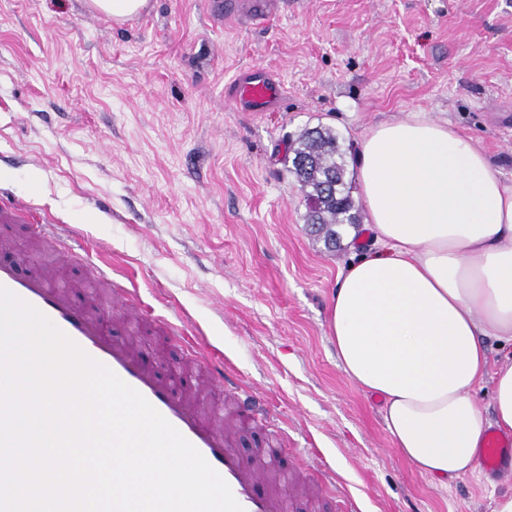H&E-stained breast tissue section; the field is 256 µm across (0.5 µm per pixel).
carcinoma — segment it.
<instances>
[{"label": "carcinoma", "instance_id": "cac0c4a2", "mask_svg": "<svg viewBox=\"0 0 512 512\" xmlns=\"http://www.w3.org/2000/svg\"><path fill=\"white\" fill-rule=\"evenodd\" d=\"M286 152L292 154L289 172L306 197L305 223L324 235L326 242L336 241V227L358 223L336 133L328 128L309 129L288 142Z\"/></svg>", "mask_w": 512, "mask_h": 512}]
</instances>
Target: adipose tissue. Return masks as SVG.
<instances>
[{"label": "adipose tissue", "mask_w": 512, "mask_h": 512, "mask_svg": "<svg viewBox=\"0 0 512 512\" xmlns=\"http://www.w3.org/2000/svg\"><path fill=\"white\" fill-rule=\"evenodd\" d=\"M355 161L377 246L339 274L328 331L397 452L445 484L478 467L485 378L491 422L512 432V185L424 112L368 127ZM485 336L508 347L494 371Z\"/></svg>", "instance_id": "adipose-tissue-1"}]
</instances>
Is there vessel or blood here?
Listing matches in <instances>:
<instances>
[{"instance_id": "b4317fda", "label": "vessel or blood", "mask_w": 512, "mask_h": 512, "mask_svg": "<svg viewBox=\"0 0 512 512\" xmlns=\"http://www.w3.org/2000/svg\"><path fill=\"white\" fill-rule=\"evenodd\" d=\"M208 6L212 13L229 19L261 22L274 13L277 0H209ZM227 93L238 110L264 112L281 102L284 87L273 73L257 69L241 74ZM0 223L31 225L36 237L60 251L72 250L79 243L78 237L61 225L44 222L25 201L0 203ZM92 271L99 281L113 286L114 308L129 322H138L141 312L133 294L130 289L118 287L111 262L97 258ZM0 285L37 308L88 355L140 392L223 477L244 512H289L279 493L259 488L278 449H264L254 463L243 459L232 448L230 433L222 425L204 419L192 405L189 392H176L175 380L161 379L141 354L111 340L103 321L74 304L64 288L53 283L51 275L24 274L18 259L4 257L0 259ZM479 457L488 474H500L512 464V437L487 431Z\"/></svg>"}]
</instances>
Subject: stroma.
Listing matches in <instances>:
<instances>
[{
    "instance_id": "stroma-1",
    "label": "stroma",
    "mask_w": 512,
    "mask_h": 512,
    "mask_svg": "<svg viewBox=\"0 0 512 512\" xmlns=\"http://www.w3.org/2000/svg\"><path fill=\"white\" fill-rule=\"evenodd\" d=\"M251 69L279 74V107L231 103L226 86ZM416 111L472 136L512 184V0H280L269 22L234 27L207 0H148L121 23L87 0H0V200L31 202L85 245L60 253L21 224H0V240L24 272L77 281L74 301L159 373L186 350L123 328L88 255L111 256L153 317L221 350L225 380L204 403L231 409L236 382L267 414L232 443L246 460L284 432L306 480L332 473L362 512H493L512 475L419 473L342 370L328 306L374 240L360 228L326 249L285 163L306 128L350 148Z\"/></svg>"
}]
</instances>
